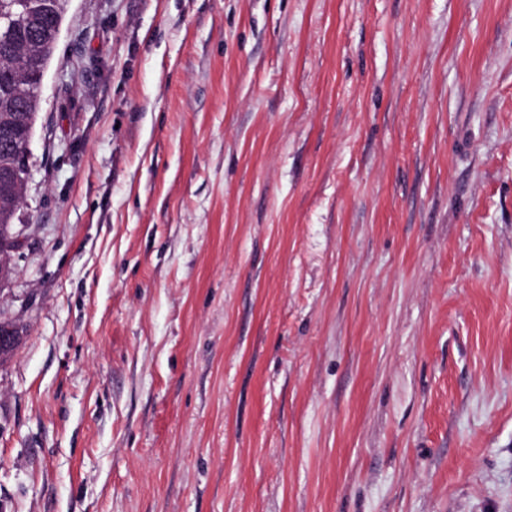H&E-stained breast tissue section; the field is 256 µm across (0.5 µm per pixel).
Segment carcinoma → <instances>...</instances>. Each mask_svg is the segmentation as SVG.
<instances>
[{
    "instance_id": "obj_1",
    "label": "carcinoma",
    "mask_w": 512,
    "mask_h": 512,
    "mask_svg": "<svg viewBox=\"0 0 512 512\" xmlns=\"http://www.w3.org/2000/svg\"><path fill=\"white\" fill-rule=\"evenodd\" d=\"M69 0H0V225L13 224L25 183L17 149L30 141Z\"/></svg>"
}]
</instances>
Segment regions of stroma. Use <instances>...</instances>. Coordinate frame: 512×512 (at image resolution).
Returning a JSON list of instances; mask_svg holds the SVG:
<instances>
[{
  "mask_svg": "<svg viewBox=\"0 0 512 512\" xmlns=\"http://www.w3.org/2000/svg\"><path fill=\"white\" fill-rule=\"evenodd\" d=\"M0 320V512H512V0H70Z\"/></svg>",
  "mask_w": 512,
  "mask_h": 512,
  "instance_id": "35a3bbf8",
  "label": "stroma"
}]
</instances>
